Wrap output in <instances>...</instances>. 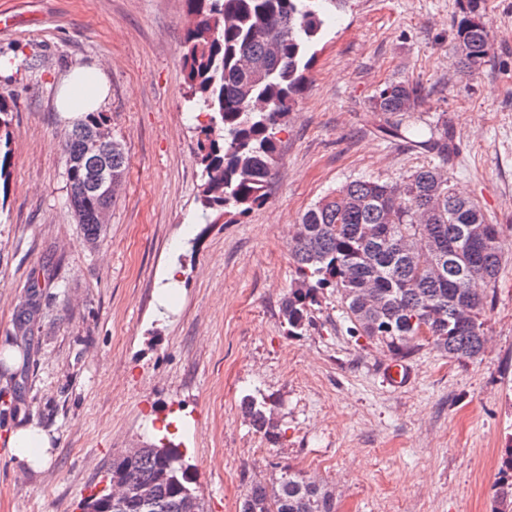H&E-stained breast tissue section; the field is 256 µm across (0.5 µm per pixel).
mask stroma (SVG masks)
<instances>
[{
  "mask_svg": "<svg viewBox=\"0 0 512 512\" xmlns=\"http://www.w3.org/2000/svg\"><path fill=\"white\" fill-rule=\"evenodd\" d=\"M458 0H347L280 134L266 202L227 223L197 204V128L180 59L185 0H0V97L13 103L0 188V432L53 434L46 468L0 445V512H76L113 457L179 421L204 512H239L246 484L290 466L332 487L337 512H495L512 448V0H489L492 52L478 72L454 53ZM102 63V111L129 169L96 240L70 207L57 80ZM426 90L418 125L447 122L448 171L505 244L489 341L455 360L422 346L403 384L387 352L351 335L325 293L304 335L281 300L289 228L328 191L402 179L435 158L385 136L370 100L386 82ZM280 437L253 433L244 396Z\"/></svg>",
  "mask_w": 512,
  "mask_h": 512,
  "instance_id": "35a3bbf8",
  "label": "stroma"
}]
</instances>
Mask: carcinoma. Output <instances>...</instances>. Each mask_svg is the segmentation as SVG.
<instances>
[{
  "mask_svg": "<svg viewBox=\"0 0 512 512\" xmlns=\"http://www.w3.org/2000/svg\"><path fill=\"white\" fill-rule=\"evenodd\" d=\"M346 0H186L195 24L188 27L182 65L190 99L203 104L197 203L220 216H244L261 205L280 156L278 134L297 102L325 33L323 2ZM457 50L477 68L491 54L487 0H462L454 17ZM261 72L255 73L254 66ZM417 82L391 81L370 109L387 117L389 137L417 136L418 147L442 161L421 166L400 181L359 178L330 191L300 217L290 243L295 277L281 302L286 333L301 336L324 291L336 292L348 331L365 336L391 358L404 360L425 340L452 358L474 359L488 342L484 327L502 257L498 225L480 205L459 194L444 170L451 146L448 124L423 132L404 121L421 101ZM101 112L71 122L64 133L66 180L77 223L88 239L102 231L99 212L114 198L93 190L99 156L85 152ZM11 106L0 98V178L7 177L12 141ZM112 179L128 170L122 144L112 140ZM249 425L269 441L277 424L266 400H242ZM160 454L145 448L135 458L112 459L108 476L154 486L156 502H129L115 511L184 512L198 497L182 452L167 443ZM494 497L495 512H512V450L504 461ZM240 512H336L332 489L287 466L279 476L256 477L246 486Z\"/></svg>",
  "mask_w": 512,
  "mask_h": 512,
  "instance_id": "obj_1",
  "label": "carcinoma"
}]
</instances>
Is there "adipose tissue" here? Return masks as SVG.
Wrapping results in <instances>:
<instances>
[{"instance_id":"ef3b65f1","label":"adipose tissue","mask_w":512,"mask_h":512,"mask_svg":"<svg viewBox=\"0 0 512 512\" xmlns=\"http://www.w3.org/2000/svg\"><path fill=\"white\" fill-rule=\"evenodd\" d=\"M109 92L107 73L99 66L78 65L60 80L57 106L69 118L99 111ZM6 444L12 456L32 469L46 466L52 457L53 441L44 430L18 427L10 430Z\"/></svg>"}]
</instances>
